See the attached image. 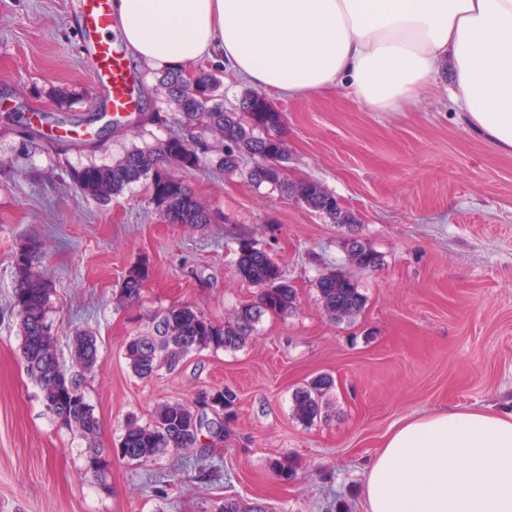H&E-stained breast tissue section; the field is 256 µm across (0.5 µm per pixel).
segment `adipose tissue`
Segmentation results:
<instances>
[{
	"mask_svg": "<svg viewBox=\"0 0 512 512\" xmlns=\"http://www.w3.org/2000/svg\"><path fill=\"white\" fill-rule=\"evenodd\" d=\"M132 54L169 71L204 60L286 97L344 86L401 112L448 66L471 130L512 152V0H113ZM367 512H512V411L402 419L367 468Z\"/></svg>",
	"mask_w": 512,
	"mask_h": 512,
	"instance_id": "ef3b65f1",
	"label": "adipose tissue"
}]
</instances>
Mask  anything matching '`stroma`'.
Wrapping results in <instances>:
<instances>
[{"label": "stroma", "instance_id": "obj_1", "mask_svg": "<svg viewBox=\"0 0 512 512\" xmlns=\"http://www.w3.org/2000/svg\"><path fill=\"white\" fill-rule=\"evenodd\" d=\"M79 35L78 0H0V512H213L230 497L278 512H366L365 465L399 420L512 407V153L463 122L447 74L402 112L370 111L343 87L266 96L284 115V177L319 185L355 215L359 238L381 257L366 271L349 261L344 228L253 183L252 158L221 170L214 133L200 165L179 176L216 223H165L144 180L106 204L79 193L73 170L181 132L162 70L137 61L139 109L100 133ZM157 112L166 123L151 122ZM35 113L43 131L80 121L90 137L56 148L24 142L19 118ZM243 236L282 268L292 311L264 315L239 349L196 351L176 371L136 378L124 350L147 314L187 304L228 323L253 300L256 287L235 270ZM30 238L45 244L37 268L52 287L47 317L61 362L76 332L97 338L85 392L104 447L118 446L130 417L147 423L162 404L202 390L236 394L210 480L171 450L140 463L113 456L112 491L100 490L86 440L46 413L21 359L12 256ZM141 262L149 277L130 307L120 285ZM334 269L365 298L342 322L315 288ZM321 374L333 381L329 408L308 425L293 396ZM284 457L296 469L289 481L272 471Z\"/></svg>", "mask_w": 512, "mask_h": 512}]
</instances>
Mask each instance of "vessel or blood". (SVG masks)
I'll return each mask as SVG.
<instances>
[{"instance_id":"1","label":"vessel or blood","mask_w":512,"mask_h":512,"mask_svg":"<svg viewBox=\"0 0 512 512\" xmlns=\"http://www.w3.org/2000/svg\"><path fill=\"white\" fill-rule=\"evenodd\" d=\"M80 41L97 78L106 111L125 117L140 104L138 79L120 43L108 38L113 23L111 0H80Z\"/></svg>"}]
</instances>
